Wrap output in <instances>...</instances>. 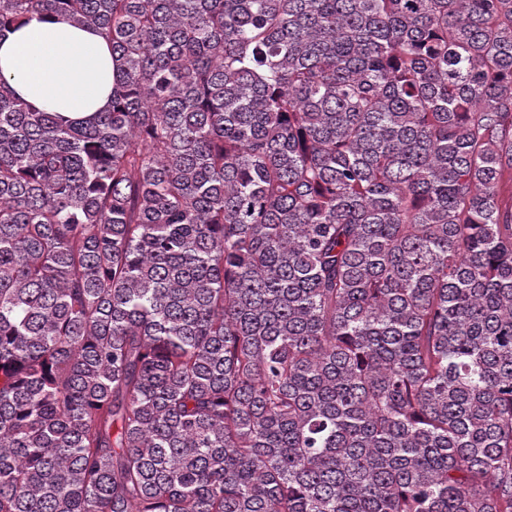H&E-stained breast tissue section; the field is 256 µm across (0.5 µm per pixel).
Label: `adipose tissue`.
<instances>
[{"label":"adipose tissue","instance_id":"ef3b65f1","mask_svg":"<svg viewBox=\"0 0 512 512\" xmlns=\"http://www.w3.org/2000/svg\"><path fill=\"white\" fill-rule=\"evenodd\" d=\"M116 69L97 33L33 16L0 34V77L36 108L69 118L109 109Z\"/></svg>","mask_w":512,"mask_h":512}]
</instances>
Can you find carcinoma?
<instances>
[{"instance_id": "1", "label": "carcinoma", "mask_w": 512, "mask_h": 512, "mask_svg": "<svg viewBox=\"0 0 512 512\" xmlns=\"http://www.w3.org/2000/svg\"><path fill=\"white\" fill-rule=\"evenodd\" d=\"M0 512H512V0H0ZM0 75L36 108L84 118L109 109L116 69L91 29L33 16L0 36Z\"/></svg>"}]
</instances>
